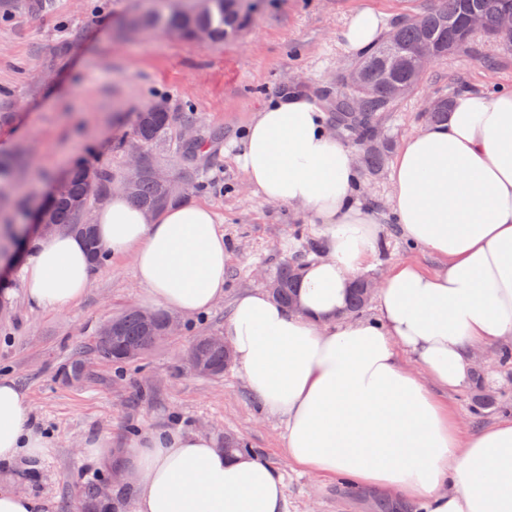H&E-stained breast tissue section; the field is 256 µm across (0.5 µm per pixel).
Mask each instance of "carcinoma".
<instances>
[{
  "label": "carcinoma",
  "instance_id": "cac0c4a2",
  "mask_svg": "<svg viewBox=\"0 0 512 512\" xmlns=\"http://www.w3.org/2000/svg\"><path fill=\"white\" fill-rule=\"evenodd\" d=\"M244 0H208L205 10L158 9L149 15L143 24L155 29L174 32L188 40H195V33L204 29L210 33L211 41L220 42L238 33L247 14L243 11ZM512 7V0H443V6L425 15L411 18L395 28L396 38L383 41L368 57L358 64L362 83L349 89L360 98L362 111H350L347 96H342L337 105L336 120L350 131L356 139L367 141L371 135L369 119L378 112L388 110L399 98L408 93L417 83L410 65L411 51L426 43L442 58L461 47L471 38L466 30L468 15L477 11L484 20V32L497 34L501 11ZM499 35V34H497ZM503 45L512 48V35H499ZM195 122L192 112L183 111L175 116L163 104L153 103L138 113L133 134L137 141L147 146H173L176 152L188 158L199 147L200 142L185 143L177 132L176 122ZM155 163L147 161L139 179L126 190L130 201L145 210H161L180 201L167 194L165 186L155 177ZM67 192L63 196L50 198L41 208L43 220L49 224H78L83 214L93 205L106 198L112 191V175L85 159L78 160L66 175ZM83 238L95 264L107 258L102 244L90 229ZM297 268L284 263L274 279L278 288L272 291L284 305L293 299L297 291ZM371 295L356 285L351 291L347 311L350 314L361 310L370 301ZM166 319V314H154V326L148 328L137 311L129 310L116 318L120 339L109 344L95 345L98 355L115 363L122 362L121 345L141 343L146 350L153 349L148 337L155 336ZM196 358L206 365L213 376L224 372V350L210 346L206 337L199 336L192 344Z\"/></svg>",
  "mask_w": 512,
  "mask_h": 512
}]
</instances>
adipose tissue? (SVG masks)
Wrapping results in <instances>:
<instances>
[{"label":"adipose tissue","instance_id":"ef3b65f1","mask_svg":"<svg viewBox=\"0 0 512 512\" xmlns=\"http://www.w3.org/2000/svg\"><path fill=\"white\" fill-rule=\"evenodd\" d=\"M381 25L375 10L355 12L347 48L368 52ZM239 161L263 201L306 209L326 232L325 255L301 269L298 308L255 290L234 301L224 325L248 389L284 424L289 462L426 512H512V419L466 433L433 393L468 383L475 352L512 345V89L464 90L447 121L402 141L391 209L404 238L438 265L393 266L372 319L349 317L346 305L378 232L357 196L354 155L321 110L295 90L266 103ZM93 224L111 257H132L145 308L194 316L223 298L224 231L208 206L149 214L115 193ZM33 243L27 300L46 309L79 302L95 271L83 239L58 233ZM51 446L28 395L0 377V469L38 461ZM81 447L124 471L132 512L285 509L282 478L264 457L225 456L204 433L147 430L119 450L102 435Z\"/></svg>","mask_w":512,"mask_h":512}]
</instances>
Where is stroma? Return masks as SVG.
Instances as JSON below:
<instances>
[{
	"label": "stroma",
	"mask_w": 512,
	"mask_h": 512,
	"mask_svg": "<svg viewBox=\"0 0 512 512\" xmlns=\"http://www.w3.org/2000/svg\"><path fill=\"white\" fill-rule=\"evenodd\" d=\"M31 3L21 11L0 9V89L9 94L0 144H8V156L24 155L42 178L25 190L17 178L2 179L0 196L24 193L30 205H38L89 146L91 162L109 169L115 185H122L139 148L133 138L137 112L159 101L174 112L188 107L204 140L195 162L204 186L185 199L213 210L230 260L222 301L206 314L181 318L180 332L124 364L98 358L92 345L104 323L141 305L132 258L98 266L86 296L63 310L31 306L20 266L0 263V286L10 294L0 302V376H10L27 393L37 423L57 440L37 465L16 464L0 486L40 498L46 512H83L86 485L111 474L82 457V441L108 434L120 448L135 433L179 426L208 432L219 442L228 432L244 438L281 475L286 512H378L385 496L289 464L282 423L263 413L237 366L218 377L202 376L190 369L186 353L197 336L223 333L234 300L264 288L281 263L301 266L325 253L322 229L310 212L264 202L245 180L237 156L256 112L298 89L322 109L328 127H335L336 99L348 93L362 59L345 45L349 17L373 8L389 32L436 7L437 0H259L239 33L220 45L136 26L137 18L158 8V0ZM466 86L511 89L512 51L474 35L376 116L386 164L374 173L358 171L361 200L379 235L363 278L382 280L402 261L435 269V258L402 236L390 209L389 164L403 139L427 123V104ZM77 358L84 373L67 379L64 371ZM479 377L494 400L482 416L473 413V385L436 392L470 432L512 418V362L492 353Z\"/></svg>",
	"instance_id": "35a3bbf8"
}]
</instances>
